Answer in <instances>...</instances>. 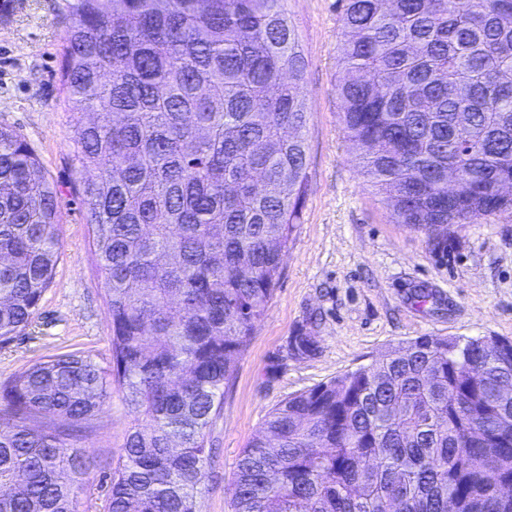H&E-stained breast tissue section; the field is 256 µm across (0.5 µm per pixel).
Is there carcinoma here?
Returning a JSON list of instances; mask_svg holds the SVG:
<instances>
[{
	"label": "carcinoma",
	"instance_id": "1",
	"mask_svg": "<svg viewBox=\"0 0 512 512\" xmlns=\"http://www.w3.org/2000/svg\"><path fill=\"white\" fill-rule=\"evenodd\" d=\"M286 0H76L61 77L112 323L0 388V512H83L69 446L118 390L131 417L108 512H200L220 415L281 277L307 187L306 60ZM344 135L398 224L512 211V0H337ZM461 191L448 202V167ZM56 186L0 128V342L60 253ZM419 336L292 394L240 451L232 512H512V341ZM294 355L315 351L296 336Z\"/></svg>",
	"mask_w": 512,
	"mask_h": 512
}]
</instances>
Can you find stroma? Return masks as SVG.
<instances>
[{
  "label": "stroma",
  "instance_id": "1",
  "mask_svg": "<svg viewBox=\"0 0 512 512\" xmlns=\"http://www.w3.org/2000/svg\"><path fill=\"white\" fill-rule=\"evenodd\" d=\"M71 0H14L0 12V126L21 133L60 202L61 256L31 326L0 344V384L65 352L110 355L111 318L94 262L71 137L78 120L61 104L63 38ZM307 67L308 191L283 273L263 321L237 362L210 429L214 457L201 512H230L235 465L269 410L289 395L370 365L419 336L512 339V213L449 225L445 239L393 223L340 126L336 0H287ZM307 334L308 357L290 344ZM131 418L112 397L80 441L99 460L89 512H106L103 475L122 452Z\"/></svg>",
  "mask_w": 512,
  "mask_h": 512
}]
</instances>
